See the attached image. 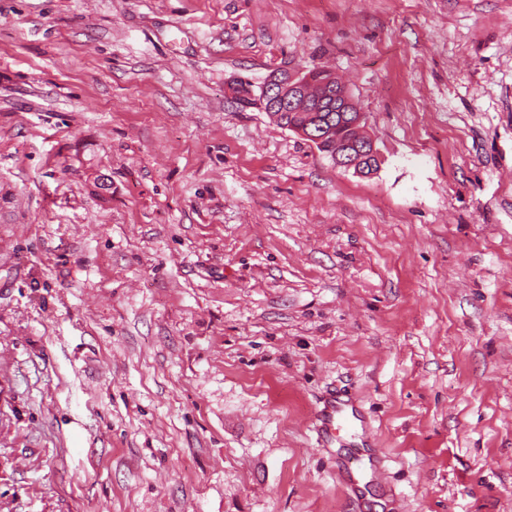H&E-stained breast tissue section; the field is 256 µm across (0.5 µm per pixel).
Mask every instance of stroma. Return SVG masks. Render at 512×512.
<instances>
[{
	"label": "stroma",
	"instance_id": "1",
	"mask_svg": "<svg viewBox=\"0 0 512 512\" xmlns=\"http://www.w3.org/2000/svg\"><path fill=\"white\" fill-rule=\"evenodd\" d=\"M323 68L363 178L242 107ZM512 512V0H0V512ZM343 397L340 392L330 394L324 400L323 408L318 411L319 425L315 429L318 446L332 444L342 435L350 439L359 438L363 445V439L370 434L351 400ZM360 458H340L336 460V472L339 477L340 485L342 486L345 494H349V491H354L359 487L358 480L359 466L357 462Z\"/></svg>",
	"mask_w": 512,
	"mask_h": 512
}]
</instances>
